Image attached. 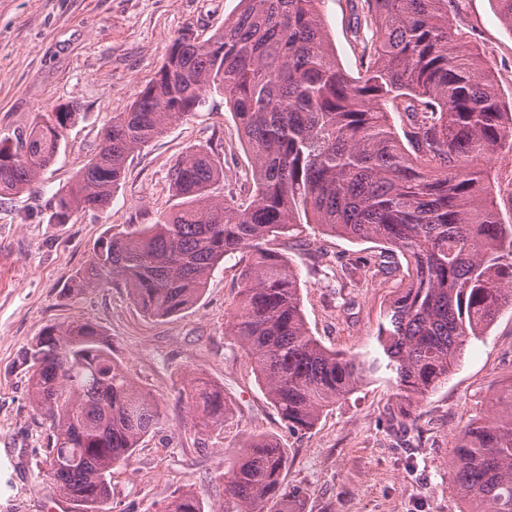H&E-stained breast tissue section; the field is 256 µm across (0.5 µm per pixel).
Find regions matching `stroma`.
Segmentation results:
<instances>
[{
  "label": "stroma",
  "mask_w": 512,
  "mask_h": 512,
  "mask_svg": "<svg viewBox=\"0 0 512 512\" xmlns=\"http://www.w3.org/2000/svg\"><path fill=\"white\" fill-rule=\"evenodd\" d=\"M326 33L340 66L356 74L347 0H322ZM241 10L240 0H0V139L28 132L36 115L73 108L57 158L34 189L0 199V512H74L38 466L47 426L30 397L20 353L51 324L88 320L111 341L128 376L163 409L129 465L113 469L108 512H158L175 490H195L205 512H224V458L250 436L275 438L288 454L284 481L301 487L299 512H462L448 462L463 426L493 406L512 379V307L468 345L447 382L418 404L413 424L389 420L386 386L358 388L321 415L307 434L289 433L230 337L241 267L227 259L200 299L167 318L145 315L126 288L65 294L106 229L155 223L177 199L167 173L190 149L224 168L218 190L241 196L251 162L224 97L169 123L126 164L110 206L49 220L54 194L101 145L113 113L125 111L155 76L172 39L193 29L209 37ZM453 25L476 45L512 104V30L495 0H448ZM300 271L307 326L328 349L372 348L392 281L348 275L346 260L379 253L377 243L329 236L312 224L274 243ZM199 370L233 407L223 429L198 438L178 390Z\"/></svg>",
  "instance_id": "obj_1"
}]
</instances>
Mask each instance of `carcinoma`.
Masks as SVG:
<instances>
[{
  "mask_svg": "<svg viewBox=\"0 0 512 512\" xmlns=\"http://www.w3.org/2000/svg\"><path fill=\"white\" fill-rule=\"evenodd\" d=\"M319 2L241 0V11L208 38L182 31L155 78L112 115L99 151L55 194L51 215L64 224L107 208L135 151L209 91L224 92L251 159L245 197L217 196L223 167L202 148L188 151L169 172L174 211L139 230L107 231L66 290L122 284L141 311L167 317L195 304L213 268L242 253L226 333L294 434L376 382L396 399L391 416L412 418L467 345L512 306V225L501 223L488 168L490 157L512 153V108L477 46L451 23L448 0H349L356 77L340 67ZM74 116H41L15 138L14 151L0 149V196L39 180ZM304 222L383 245L373 260L344 264L351 274L399 277L374 349L336 352L309 334L299 272L270 247ZM20 360L50 430L39 465L61 497L96 512L112 497L109 467L128 463L162 407L90 321L45 327ZM178 395L200 435L231 414L224 389L200 374ZM451 458L468 512H512V382L488 415L460 431ZM287 465L276 439L249 438L223 474L225 512H293L304 491L283 484ZM160 512H204V504L184 489Z\"/></svg>",
  "mask_w": 512,
  "mask_h": 512,
  "instance_id": "carcinoma-1",
  "label": "carcinoma"
}]
</instances>
